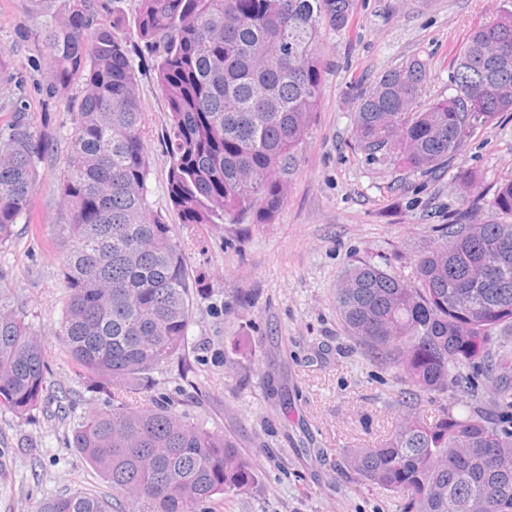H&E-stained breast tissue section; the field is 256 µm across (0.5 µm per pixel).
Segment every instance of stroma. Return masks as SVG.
Wrapping results in <instances>:
<instances>
[{
	"label": "stroma",
	"instance_id": "35a3bbf8",
	"mask_svg": "<svg viewBox=\"0 0 512 512\" xmlns=\"http://www.w3.org/2000/svg\"><path fill=\"white\" fill-rule=\"evenodd\" d=\"M138 0H123L129 56L135 69L150 156L149 201L173 224L190 274L207 276L224 305L192 310L189 357L159 374L161 392L182 391L190 413L217 433L234 436L259 475L257 490L229 500L226 512H395L392 495L337 472L346 448L372 445L393 429L400 385L364 359L336 314L341 275L361 261L410 275L418 252L451 214L467 207L458 167L484 185L512 179V114L469 140L448 168L403 173L369 161L354 147L353 90L407 60L428 69L425 103L447 96L455 55L469 30L495 19L503 0H355L341 30L323 41L320 108L275 220L239 231L185 225L166 189L168 112L153 58L138 42ZM19 0H0V48L10 52L18 85L0 96V131L11 99L23 98L51 145L32 199L31 221L0 246V279L26 302L42 340L53 384L41 408L25 418L0 409V512H35L40 501L83 491L112 496V512H131L104 476L72 446V430L90 409L105 407V388L79 377L57 333L67 288L54 225L65 215L58 174L71 114L49 93L50 64L28 36ZM248 307H238L237 292ZM243 350L225 352L223 339Z\"/></svg>",
	"mask_w": 512,
	"mask_h": 512
}]
</instances>
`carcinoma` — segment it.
<instances>
[{"mask_svg":"<svg viewBox=\"0 0 512 512\" xmlns=\"http://www.w3.org/2000/svg\"><path fill=\"white\" fill-rule=\"evenodd\" d=\"M52 64L50 92L68 103L70 149L59 176L65 223L54 228L68 298L58 333L110 405L75 429L77 448L133 512H224L259 484L252 456L158 392L177 358L189 372L194 300L213 289L188 272L173 225L151 210L150 157L121 0H20ZM354 0H138L135 35L156 62L170 120L167 193L182 224H269L281 206L321 98L326 30ZM426 64L413 59L356 92L355 144L368 159L435 172L512 112V9L473 27L448 96L421 105ZM47 155L27 105L0 132V246L28 222ZM422 249L410 278L369 262L336 285V311L361 353L403 385L394 431L343 461L355 479L397 497L398 512H512V429L448 394L470 374L512 409V179ZM23 303L0 286V408L23 418L47 390L48 367ZM138 399L141 404L130 406ZM433 416L424 415L425 405ZM36 512H112L89 494Z\"/></svg>","mask_w":512,"mask_h":512,"instance_id":"obj_1","label":"carcinoma"}]
</instances>
